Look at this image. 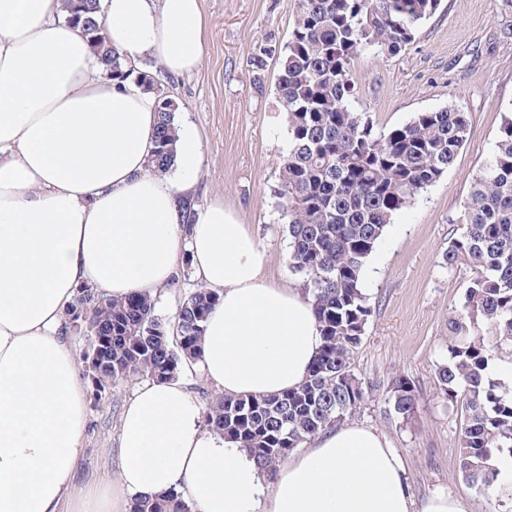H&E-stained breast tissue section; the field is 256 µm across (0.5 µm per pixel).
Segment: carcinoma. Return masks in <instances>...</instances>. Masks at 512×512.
<instances>
[{"label":"carcinoma","instance_id":"cac0c4a2","mask_svg":"<svg viewBox=\"0 0 512 512\" xmlns=\"http://www.w3.org/2000/svg\"><path fill=\"white\" fill-rule=\"evenodd\" d=\"M66 19L81 27L97 59L114 79L126 78L117 54L106 46L97 0H62ZM441 0H299L288 42L267 46L252 59L260 73L266 57L278 61L276 94L288 120L278 198L291 238L288 266L312 297L322 345L306 381L273 396H219L203 412L205 426L238 443L266 476L304 441L345 419L371 388L351 370V356L371 309L362 291L366 259L397 211L436 184L469 135L467 113L454 105L417 113L408 123L375 133L353 107L352 60L366 47L395 54ZM155 146L148 170L166 173L175 161V106L161 93ZM460 234L448 243L443 265H465L474 277L460 314L448 323V362L438 380L446 398L461 401L459 470L473 486L512 502L497 459L512 457V393L487 373L489 345L472 327L480 317L494 336L512 343V113L505 116L497 149L476 176L464 201ZM219 298L199 285L171 320L156 314L155 300L135 294L106 300L92 288L77 291L69 323L78 311L93 315L112 370L90 377L99 393L134 375L168 380L201 359L207 316ZM396 414L416 405L407 380L391 385ZM131 512H191L178 491L136 498Z\"/></svg>","mask_w":512,"mask_h":512}]
</instances>
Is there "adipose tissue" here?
<instances>
[{
	"label": "adipose tissue",
	"instance_id": "ef3b65f1",
	"mask_svg": "<svg viewBox=\"0 0 512 512\" xmlns=\"http://www.w3.org/2000/svg\"><path fill=\"white\" fill-rule=\"evenodd\" d=\"M125 68L199 67L202 0H97ZM61 0H0V512H59L86 421L67 340L77 291L158 296L189 254L219 302L201 341L205 379L225 395L299 387L320 347L312 300L272 284L247 225L214 202L184 224L199 144L179 128L180 180L147 170L154 93L104 77ZM120 490H186L196 512H413L387 438L351 423L320 432L274 486L202 424L177 380L143 384L121 415Z\"/></svg>",
	"mask_w": 512,
	"mask_h": 512
}]
</instances>
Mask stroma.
I'll return each mask as SVG.
<instances>
[{
  "label": "stroma",
  "instance_id": "1",
  "mask_svg": "<svg viewBox=\"0 0 512 512\" xmlns=\"http://www.w3.org/2000/svg\"><path fill=\"white\" fill-rule=\"evenodd\" d=\"M203 10L208 35L198 70L157 76L160 92L175 103L176 123L199 141L194 204L221 201L234 209L264 253L268 280L301 286L288 267V226L276 195L288 152L287 117L276 99L278 66L268 59L258 83L250 66L260 49L287 43L298 0H203ZM351 70L353 105L376 132L451 104L467 112L470 132L448 172L394 215L365 263L371 315L351 368L377 389L349 420L388 438L405 462L415 506L442 491L470 503L473 512H501L495 495L458 471L463 415L446 399L437 371L448 361V322L472 276L464 266L446 268L441 257L460 233L463 202L512 107V0H441L400 52L362 50ZM397 378L409 379L417 396L406 419L390 398ZM143 382L137 376L100 395L87 389L84 453L60 512H82L116 483L120 417Z\"/></svg>",
  "mask_w": 512,
  "mask_h": 512
}]
</instances>
